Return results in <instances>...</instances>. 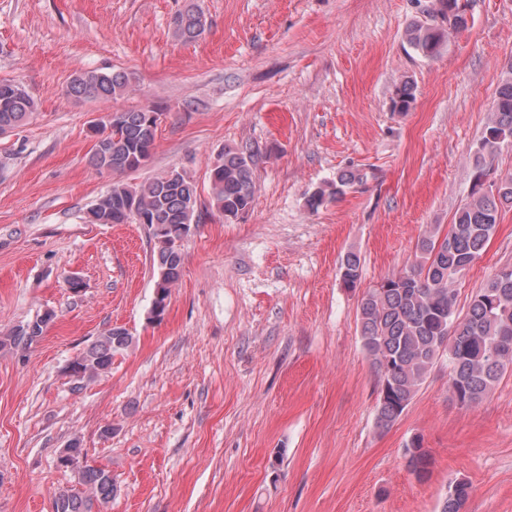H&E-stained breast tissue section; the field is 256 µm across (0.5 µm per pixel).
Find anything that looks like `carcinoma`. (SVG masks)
<instances>
[{"instance_id": "cac0c4a2", "label": "carcinoma", "mask_w": 512, "mask_h": 512, "mask_svg": "<svg viewBox=\"0 0 512 512\" xmlns=\"http://www.w3.org/2000/svg\"><path fill=\"white\" fill-rule=\"evenodd\" d=\"M452 2L455 19L449 29L416 22L408 30V42L425 58H432L448 37V30L463 28L467 20L459 0ZM178 34L196 40L205 33L207 20L196 5L176 19ZM129 76L120 71H86L72 79L65 95L77 100L108 99L122 94ZM415 101L414 83L407 79L395 88L392 108L407 112ZM37 110V103L20 84L0 82V133L13 129ZM147 108L116 112L102 123L100 143L94 145L91 164L99 171L122 174L142 166L154 149L157 124ZM512 143V73L498 85L490 116L476 144L474 171L485 170L487 161L505 143ZM253 159L242 151L224 148L209 164L210 204L229 221L246 213L255 194ZM356 180L351 171L339 173L336 181L311 192L306 204L312 211L344 194ZM499 196L477 191L459 207L446 233L438 228L424 232L416 245L418 260L403 270L405 285L392 281L369 291L360 304V336L377 375V424L388 429L402 416L426 380L440 353L448 352L450 392L467 406L479 404L512 371V267L498 270L479 293L471 297L466 312L458 311L456 284L485 252L496 231L499 211L512 206V178L504 180ZM198 207L195 183L173 170L141 185L116 180L90 209L98 224H145L157 248L154 317L167 307L171 286L178 280L182 255L178 248L190 233ZM361 257L346 253L341 263L347 287L360 278ZM52 321L36 316L0 336V348L28 349ZM451 335L448 346L442 337ZM134 336L113 327L92 341L69 368L80 382H91L112 369L115 357L126 353ZM411 471L420 480L428 478L431 453L421 437L407 448ZM119 491L109 471L84 464L74 484L55 497L53 512H92L94 505L108 503ZM469 485L448 490L440 512H462Z\"/></svg>"}]
</instances>
